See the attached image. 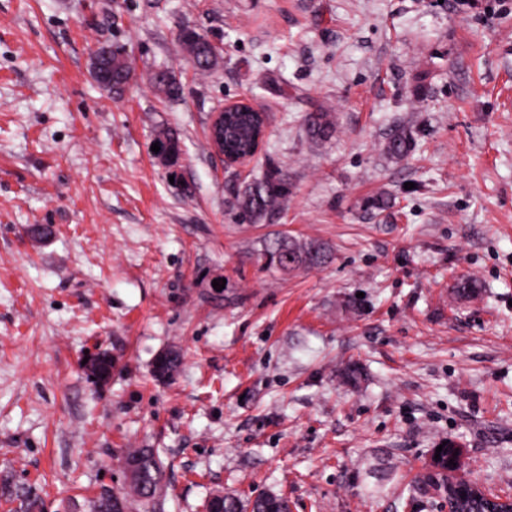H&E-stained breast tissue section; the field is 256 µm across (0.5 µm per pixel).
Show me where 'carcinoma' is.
I'll use <instances>...</instances> for the list:
<instances>
[{
    "mask_svg": "<svg viewBox=\"0 0 512 512\" xmlns=\"http://www.w3.org/2000/svg\"><path fill=\"white\" fill-rule=\"evenodd\" d=\"M178 41L188 56V62L197 71L205 73L217 64V55L208 38L194 29L179 33ZM112 54V92L121 93L128 84L129 67L120 64L124 52L119 47L110 49ZM156 91L169 99L181 95L182 86L176 75L169 70H159L152 76ZM269 122L268 113L235 112L230 114L227 147L235 154H247L253 148L252 133L256 126ZM308 134L317 140L328 138L334 130L332 116L328 112H311L306 117ZM158 141L167 145L175 158L182 155L178 134L163 130ZM411 140L404 132L394 134L387 143V153L401 158L410 150ZM291 183L288 174L281 168L270 166L263 175L239 187L231 193L230 205L242 217L259 223L272 214L283 211L288 205ZM264 264L281 272L302 267L320 266L329 258L328 247L319 241H299L287 235H275L263 243ZM126 460L137 464L140 476L132 482L134 499L104 488L90 501V512H131L138 508L142 512H163L162 497L163 463L151 448H133L127 452ZM288 512V503L275 494L259 495L245 504L234 495H224V512Z\"/></svg>",
    "mask_w": 512,
    "mask_h": 512,
    "instance_id": "carcinoma-1",
    "label": "carcinoma"
}]
</instances>
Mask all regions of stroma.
Masks as SVG:
<instances>
[{
  "label": "stroma",
  "instance_id": "obj_1",
  "mask_svg": "<svg viewBox=\"0 0 512 512\" xmlns=\"http://www.w3.org/2000/svg\"><path fill=\"white\" fill-rule=\"evenodd\" d=\"M186 27L221 49L206 75ZM105 44L133 72L118 96L91 76ZM242 98L271 123L241 170L207 129ZM271 163L288 208L249 223L227 199ZM277 233L331 256L266 268ZM89 352L111 354L107 383ZM445 437L463 476L512 493V0H0V512L21 489L88 512L126 492L132 448L158 449L165 512L217 489L434 512L421 478ZM152 84L156 91L165 98L177 99L181 95V83L176 75L169 70L155 72L152 76ZM305 121L308 134L313 139H326L334 130L332 116L327 112H311L307 115Z\"/></svg>",
  "mask_w": 512,
  "mask_h": 512
}]
</instances>
